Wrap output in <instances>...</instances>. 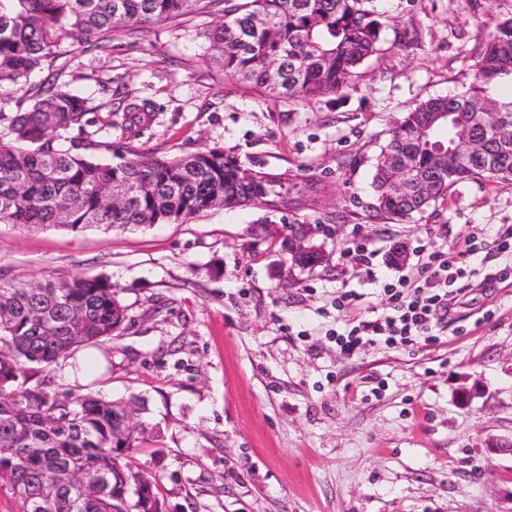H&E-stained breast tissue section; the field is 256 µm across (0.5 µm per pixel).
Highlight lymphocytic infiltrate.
Listing matches in <instances>:
<instances>
[{"instance_id":"1","label":"lymphocytic infiltrate","mask_w":512,"mask_h":512,"mask_svg":"<svg viewBox=\"0 0 512 512\" xmlns=\"http://www.w3.org/2000/svg\"><path fill=\"white\" fill-rule=\"evenodd\" d=\"M417 255L413 277L381 285L392 304L391 313L338 334L336 342L345 355L377 343L394 347L433 339L437 317L447 313L454 298L453 285L469 279L473 272L466 261L448 252L421 247Z\"/></svg>"}]
</instances>
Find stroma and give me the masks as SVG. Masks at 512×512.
<instances>
[{
	"label": "stroma",
	"mask_w": 512,
	"mask_h": 512,
	"mask_svg": "<svg viewBox=\"0 0 512 512\" xmlns=\"http://www.w3.org/2000/svg\"><path fill=\"white\" fill-rule=\"evenodd\" d=\"M381 50L336 96L288 101L226 79L210 59L208 8L96 47L61 36V80L99 104L115 87L149 100L138 149L213 145L288 174V206L216 208L174 224L70 232L0 223V278L111 279L120 336L42 373L62 394L143 400L131 463L158 478L166 512H512V183L469 180L406 221L374 216L373 166L397 121L451 96L512 0H375ZM313 225L327 262L288 269L264 223ZM364 246L365 273L344 259ZM469 250L481 273L413 346L346 356L336 333L390 311L371 277H412L418 246ZM407 260L391 262L394 247ZM500 278L486 280L487 270ZM362 298L337 308L336 295Z\"/></svg>",
	"instance_id": "35a3bbf8"
}]
</instances>
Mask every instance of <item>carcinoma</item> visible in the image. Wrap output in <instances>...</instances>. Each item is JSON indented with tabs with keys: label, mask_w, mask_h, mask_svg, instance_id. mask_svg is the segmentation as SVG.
<instances>
[{
	"label": "carcinoma",
	"mask_w": 512,
	"mask_h": 512,
	"mask_svg": "<svg viewBox=\"0 0 512 512\" xmlns=\"http://www.w3.org/2000/svg\"><path fill=\"white\" fill-rule=\"evenodd\" d=\"M205 0H16L0 11V85L25 84L44 70L60 35L92 44L110 31L154 25L200 10ZM371 0H224V22L207 33L224 77L306 101L346 89L359 66L379 50L382 22ZM278 63L270 74L260 64ZM473 77L451 97L418 103L393 131L376 160L371 185L375 212L411 215L428 208L468 179L512 182V17L499 20L470 65ZM34 104L0 112V223L81 232L89 227L170 224L215 208L245 207L270 184L288 178L243 165L220 146L175 157L135 149L150 122L146 102L108 114L114 141H100L94 108L51 71L30 88ZM463 124L481 144L463 164L436 153L450 148ZM110 152L116 161L95 158ZM412 161L408 193L391 189L400 156ZM121 186L125 204H104L100 189ZM126 307L103 276L76 274L37 288L0 278V481L17 512L45 499L41 512H129L124 487L145 482L160 501L157 478L129 461L140 432L126 427L140 403L92 394L62 399L30 379L72 351L120 334ZM93 470L103 484L75 486L76 470Z\"/></svg>",
	"instance_id": "cac0c4a2"
}]
</instances>
